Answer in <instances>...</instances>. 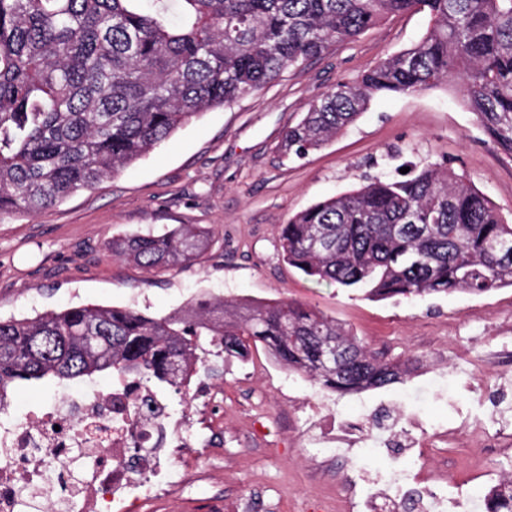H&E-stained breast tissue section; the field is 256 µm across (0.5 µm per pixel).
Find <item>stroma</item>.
I'll list each match as a JSON object with an SVG mask.
<instances>
[{"label":"stroma","instance_id":"1","mask_svg":"<svg viewBox=\"0 0 512 512\" xmlns=\"http://www.w3.org/2000/svg\"><path fill=\"white\" fill-rule=\"evenodd\" d=\"M427 24L421 13L389 16L262 90L204 112L96 189L37 214L0 216V318L78 305L162 317L202 297L289 300L336 319L387 360H417L412 374L387 387L339 395L289 372L261 346L243 360L207 356L224 409L198 402L191 418L201 437L222 444L181 451L176 466L202 465L204 476L134 512H310L327 501L334 512H363L362 478L379 470H419L433 484L449 477L465 493L487 471L512 480V414L503 410L512 402L511 287L377 301L310 280L280 254L281 226L296 212L365 177L426 161L453 167L512 216V157L465 107L457 80L374 100L305 157L278 150L306 104L411 48ZM181 224L211 232L193 265L150 271L112 255L114 238ZM476 371L483 382L474 388ZM384 397L419 413L421 456L372 440L362 454L317 453L314 406L325 405L340 424ZM476 416L493 433L488 445L470 436Z\"/></svg>","mask_w":512,"mask_h":512}]
</instances>
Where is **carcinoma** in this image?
<instances>
[{"mask_svg": "<svg viewBox=\"0 0 512 512\" xmlns=\"http://www.w3.org/2000/svg\"><path fill=\"white\" fill-rule=\"evenodd\" d=\"M427 14L413 47L308 103L279 146L302 158L379 97L455 79L484 132L512 156V0H0V215L94 188L202 112L274 82L389 15ZM281 255L310 279L415 299L512 287V223L453 169L380 174L295 214ZM210 235L188 226L112 239L148 270L195 263ZM245 358L261 343L287 370L340 395L389 386L412 360L379 359L320 312L226 298L149 317L82 305L0 319V405L47 378L138 376L181 392L201 341ZM512 512V482L481 495Z\"/></svg>", "mask_w": 512, "mask_h": 512, "instance_id": "obj_1", "label": "carcinoma"}]
</instances>
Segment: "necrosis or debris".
Listing matches in <instances>:
<instances>
[{
  "mask_svg": "<svg viewBox=\"0 0 512 512\" xmlns=\"http://www.w3.org/2000/svg\"><path fill=\"white\" fill-rule=\"evenodd\" d=\"M373 436L402 448L419 445L398 402L386 406L382 419L357 416L341 433L316 441L337 448ZM197 439L169 394L136 377L113 379L104 392L89 384L67 389L25 422L0 419V512H129L155 484L184 480L168 451ZM85 459L90 467H82Z\"/></svg>",
  "mask_w": 512,
  "mask_h": 512,
  "instance_id": "4bbe7bcc",
  "label": "necrosis or debris"
}]
</instances>
